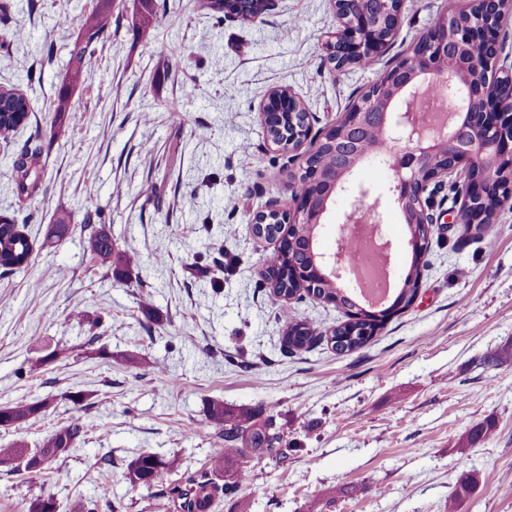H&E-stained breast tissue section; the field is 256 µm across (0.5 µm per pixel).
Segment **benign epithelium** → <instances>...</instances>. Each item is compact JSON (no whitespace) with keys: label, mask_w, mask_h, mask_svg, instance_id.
<instances>
[{"label":"benign epithelium","mask_w":512,"mask_h":512,"mask_svg":"<svg viewBox=\"0 0 512 512\" xmlns=\"http://www.w3.org/2000/svg\"><path fill=\"white\" fill-rule=\"evenodd\" d=\"M338 19L336 31L327 37L324 47L343 70L359 58H379L384 53L388 40L379 39L384 28L394 34L400 21L402 0H380L384 7L370 11L362 7L363 0H332ZM469 15L467 23L458 22V15L440 17L434 25L416 42L417 63L411 65L401 59L386 70L372 86L377 92H389L391 96L386 107L374 109L369 105L368 94L353 102L346 113L344 123L359 130L368 125L379 124L387 132L388 139L405 143V147L383 159L384 165L392 172L393 183L389 187L393 202L400 210L404 221L414 223L412 215L427 217L426 223H433L432 206L423 200L429 187L447 184L454 176L461 187L464 202L460 214L453 222L464 224L468 221L471 200L482 199L489 192H505L512 195V65L508 76L498 67L501 45L497 40L498 22L501 17V0H471L466 4ZM482 42L491 51V57L484 64L481 78L472 82L467 71L449 72L438 64V59L448 52V44L457 46ZM443 87L451 94L446 117L443 119L424 118L415 111L416 102L429 89ZM280 111L267 110L268 101H263L259 114L263 128L275 121H283L299 114L307 115L299 100L286 89L277 90ZM479 99L483 108L479 116L483 124L496 133L473 141L469 145L460 143L455 121L458 116H468L467 102ZM311 130L302 134L288 135V143L278 147L291 152L305 149L307 155L315 153L321 140L310 137ZM448 146L450 165L437 167L432 158L440 146ZM368 161L362 156L358 161L340 172H321L306 167L305 181L315 187L325 183L332 185V191L319 195H291L292 206L286 211L274 203L268 204L262 213H274L283 224H322L331 205L334 193L345 189L349 177ZM383 223L380 201H375L372 212L361 211L357 203L345 215L336 236V248L324 255L322 276L329 280L348 275L343 259L345 231L351 224Z\"/></svg>","instance_id":"obj_1"}]
</instances>
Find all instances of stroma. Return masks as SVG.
<instances>
[{
	"instance_id": "35a3bbf8",
	"label": "stroma",
	"mask_w": 512,
	"mask_h": 512,
	"mask_svg": "<svg viewBox=\"0 0 512 512\" xmlns=\"http://www.w3.org/2000/svg\"><path fill=\"white\" fill-rule=\"evenodd\" d=\"M103 2L7 0L0 18V36L17 27L28 35L0 47V87L21 89L30 106L11 143L0 142V214L34 243L27 266L0 269V406L52 401L46 415L0 427V446L34 449L50 428H83L76 448L44 470L0 466V512L47 497L59 512H154L159 502L182 512L166 492L207 469L220 434L205 416L213 401L272 418L292 453L280 464L246 454L248 480L234 494L216 492L211 512H448L458 478L473 469L483 482L461 512H512V361L482 362L512 347V200L488 226L491 248L457 225H433L415 302L350 355L323 341L287 351L284 323L259 286L275 243L251 232L269 202L288 207L304 163L303 152L267 140L265 95L289 89L314 129L330 126L463 0H403L379 61L346 72L324 49L337 26L331 0H275L261 20L220 24L205 0H166L146 39L132 29L130 0H114L91 76L57 117L82 17ZM173 44L188 61H170ZM29 140L42 147V173L21 201L10 155ZM350 182L320 250H334L354 186L365 183L362 205L381 202L403 280L409 232L389 199V172L371 162ZM149 184L155 193H144ZM89 212L116 248L138 254L126 276L84 250ZM61 219L68 233L49 237ZM162 241L170 254L157 265ZM54 350L59 358L47 360ZM76 391L82 403L71 401ZM487 418L494 434L458 447ZM144 452L178 466L151 487L131 486L127 466Z\"/></svg>"
}]
</instances>
